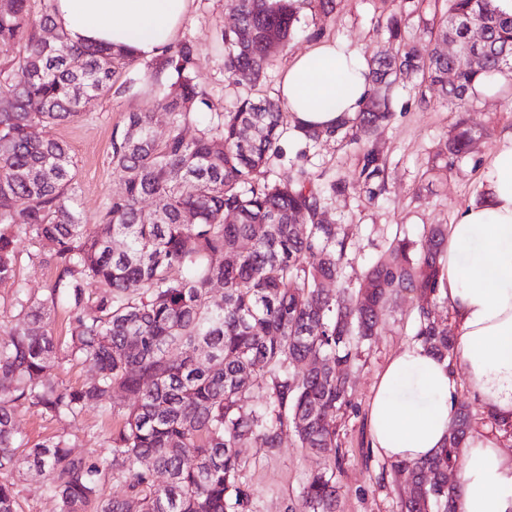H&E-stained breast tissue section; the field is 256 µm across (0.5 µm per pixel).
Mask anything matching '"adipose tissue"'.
I'll use <instances>...</instances> for the list:
<instances>
[{"instance_id":"ef3b65f1","label":"adipose tissue","mask_w":512,"mask_h":512,"mask_svg":"<svg viewBox=\"0 0 512 512\" xmlns=\"http://www.w3.org/2000/svg\"><path fill=\"white\" fill-rule=\"evenodd\" d=\"M190 0H55L73 42L153 58L176 39ZM370 90L356 49L322 40L292 58L279 94L295 127L326 128L354 115ZM486 197L448 227L441 291L456 328V358L420 344L385 364L367 410L369 446L388 460H424L442 448L468 384L488 419L459 448L456 512H512V132L481 170Z\"/></svg>"}]
</instances>
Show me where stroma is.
Returning <instances> with one entry per match:
<instances>
[{
  "instance_id": "1",
  "label": "stroma",
  "mask_w": 512,
  "mask_h": 512,
  "mask_svg": "<svg viewBox=\"0 0 512 512\" xmlns=\"http://www.w3.org/2000/svg\"><path fill=\"white\" fill-rule=\"evenodd\" d=\"M446 11L445 0H336V10L326 15L305 8L299 14L300 34L274 56L272 67L258 85L224 70L222 30L235 23L226 0H191L178 39L190 42L196 54V76L206 92V116L233 110L240 95L278 97L282 74L294 55L311 46V33L339 40L371 59L386 37L388 18L402 15V30L409 40L426 39L438 27ZM156 90L120 94L110 92L87 104L70 122L56 126L53 134L64 141L74 164L76 206L83 223H97L112 195L123 185L111 163L112 132L124 113L151 106ZM394 116L370 137L371 144L387 159L386 190L377 198L353 188L333 198L331 219L349 233L354 246L344 259L343 275L358 282L371 260L395 234L420 240L428 224L453 223L457 212L482 202L485 192L481 168L500 144L504 131L512 130V77L502 76L497 91L476 96L466 114L469 124L481 130L467 157L455 162L445 174L441 151L457 114L440 91L420 77L405 80L391 93ZM284 158L275 171L286 177L290 163L316 172L355 181L361 148L340 141L305 144L284 135ZM17 278L36 298H45L56 269L52 243H22ZM17 281V282H18ZM417 301L404 295L392 301L385 321L360 361L349 371L353 407L338 420L344 461L336 474L339 485L337 512H400L404 483L388 462L375 455L368 444L367 408L372 388L388 358L411 341ZM18 431L30 442L67 434L75 452H106L112 433L111 417L90 409L77 419L57 420L33 408H21ZM242 454L249 462L248 479L254 490L252 512H290L307 474L322 468L326 455L298 448L286 439L278 451L248 447Z\"/></svg>"
}]
</instances>
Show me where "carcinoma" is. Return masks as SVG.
I'll use <instances>...</instances> for the list:
<instances>
[{"label":"carcinoma","mask_w":512,"mask_h":512,"mask_svg":"<svg viewBox=\"0 0 512 512\" xmlns=\"http://www.w3.org/2000/svg\"><path fill=\"white\" fill-rule=\"evenodd\" d=\"M306 2L327 14L336 9L335 0H228L237 25L221 34L224 70L258 81L271 65L270 47L287 46ZM447 2L436 39L464 43L465 23L481 26L485 39L469 48L474 62L402 43L393 17L387 45L369 66L362 110L296 139L360 143L390 121L389 92L413 75L462 110L478 79L512 74V12L498 0ZM53 10V0H43L37 22L29 0H8L0 10V45L24 46L0 73V283L15 285L25 319L0 336V512H18L11 478L24 463L42 476V493L59 512H251L241 449L276 450L290 433L301 447L333 455L306 477L295 512H336V415L352 407L344 374L377 335L389 300L415 294L412 340L443 359L455 350L452 324L436 314L447 305L439 259L448 225H429L419 244L394 237L360 282L345 280L350 239L327 218L328 200L351 187L380 194L386 159L363 150L352 184L295 164L288 180L272 178L292 126L280 100L259 95L240 98L234 111L187 137L208 106L187 42L144 66L146 83L171 89L157 102L169 114L167 136L155 137L153 113H125L111 156L123 191L100 223H81L72 158L51 130L109 93L131 57L70 43ZM46 28L54 41L40 36ZM475 137L459 122L446 144L448 164ZM149 199L152 209L143 207ZM33 239L54 245L57 269L39 301L16 281L21 244ZM91 283L98 288L92 301ZM216 284L224 286L221 303L211 297ZM59 307L69 314L62 339L45 326ZM61 353L92 362L96 375L80 387L59 384L52 371ZM116 391L128 402L112 403ZM247 394L257 403L246 405ZM89 406L114 421L105 454H76L64 435L31 446L15 425L21 407L75 418ZM476 426L461 403L443 448L425 460L390 463L419 487L402 499L401 512H454L448 469ZM111 481L121 491L107 495Z\"/></svg>","instance_id":"cac0c4a2"}]
</instances>
